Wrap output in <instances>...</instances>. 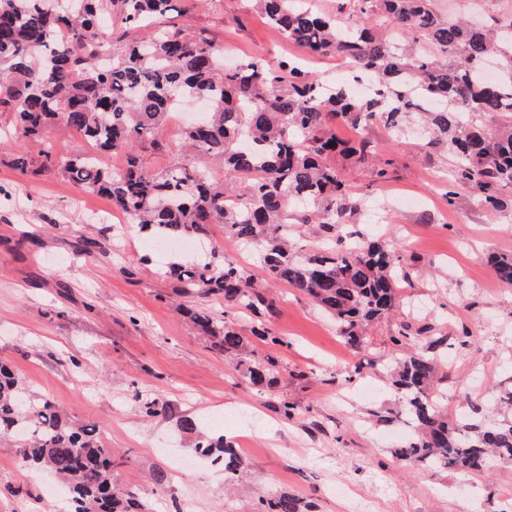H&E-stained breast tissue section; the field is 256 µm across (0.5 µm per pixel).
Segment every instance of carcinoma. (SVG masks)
<instances>
[{
  "label": "carcinoma",
  "instance_id": "cac0c4a2",
  "mask_svg": "<svg viewBox=\"0 0 512 512\" xmlns=\"http://www.w3.org/2000/svg\"><path fill=\"white\" fill-rule=\"evenodd\" d=\"M175 0H0V112L11 115V165L23 174H57L87 193L112 200L147 238L204 240L212 225L229 238L253 246L268 276L308 296L335 321L339 335L359 346L367 326L399 303L396 288L407 277L402 258L376 240L353 246L336 234L358 205L336 157L359 163L372 155V142L352 145L336 137L333 123L364 130L380 123L399 133L418 116L430 126L432 143H450L453 186L480 203L500 205L501 187L512 186V19L491 25L445 20L432 0H344L349 8L391 28L403 43L379 39L369 27L348 32L337 15L300 0H258L267 23L309 56H334L348 77L325 88L298 62L275 67L246 56L224 67L222 49L171 16ZM119 25L121 44L100 41L94 27ZM153 28L146 39L138 32ZM433 47L423 53L420 41ZM372 75L379 91L359 98L349 80ZM202 99L204 118L188 126L177 146L163 133L174 102ZM496 113L494 133L471 116ZM56 123L80 134L97 155H65L44 143ZM119 154L123 167L102 164ZM164 160L152 170L144 156ZM245 183L238 206L228 203L224 181L211 164ZM318 217L328 243L303 262L293 258L288 224ZM497 280L512 286V254L491 257ZM163 274L187 297L221 296L224 304L273 311V301L244 279L220 253L168 263ZM194 323L235 356L253 385H270L278 367L272 356L259 363L247 338L233 325L200 307ZM423 334L402 323L393 345ZM438 337L397 360L391 386L403 411L382 416L390 425L406 421L414 434L393 450L401 464L448 468L463 474L486 470L489 458L512 461V416L487 420L484 407L448 416L431 393L441 362ZM178 427L195 436L194 448L224 464V482L234 484L243 460L224 436L202 431L183 416ZM17 448L21 466L44 470L67 486L65 512H144L131 492L117 493L115 459L97 427L73 423L62 408L35 395L0 361V446ZM261 512H303L296 496L280 493L260 501Z\"/></svg>",
  "mask_w": 512,
  "mask_h": 512
}]
</instances>
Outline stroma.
Masks as SVG:
<instances>
[{
    "instance_id": "35a3bbf8",
    "label": "stroma",
    "mask_w": 512,
    "mask_h": 512,
    "mask_svg": "<svg viewBox=\"0 0 512 512\" xmlns=\"http://www.w3.org/2000/svg\"><path fill=\"white\" fill-rule=\"evenodd\" d=\"M433 7L447 19L512 16V0H433ZM187 23L272 66L296 53L266 24L257 0H210ZM364 135L390 160L389 178L379 185L370 167L344 163L359 212L342 230L356 241L380 238L403 257L408 279L403 306L368 329L360 351L310 298L269 283L255 249L225 240L221 227L213 245L267 285L271 318L225 307L217 296H179L161 270L176 257H201V248L153 251L104 196L59 177L21 174L0 151V359L73 421L98 426L125 459L113 472L117 491L134 492L154 512H179L187 489L196 512H253L258 498L281 492L300 498L307 512H346L353 498L372 512H512V463L498 460L469 477L403 467L391 451L405 428L378 422L399 405L384 368L399 356L390 337L405 321L424 329L425 340L453 342L438 372L449 416L467 413L469 401H494L512 379V287L498 283L489 264L492 255L512 253V187L498 190V208L466 191L447 202L451 148L428 146L412 123L398 135L378 124ZM200 305L226 315L256 358H277L272 387L250 384L236 359L190 320ZM262 328L285 346L264 343L256 335ZM465 331L474 348L456 346ZM358 361L376 379L377 396L360 397L358 384L346 383ZM147 400L161 412L145 415ZM284 400L294 404L293 418L281 413ZM184 416L246 449L238 490L225 487L223 472L187 464L194 450L177 427ZM51 483L0 448V512H57Z\"/></svg>"
}]
</instances>
